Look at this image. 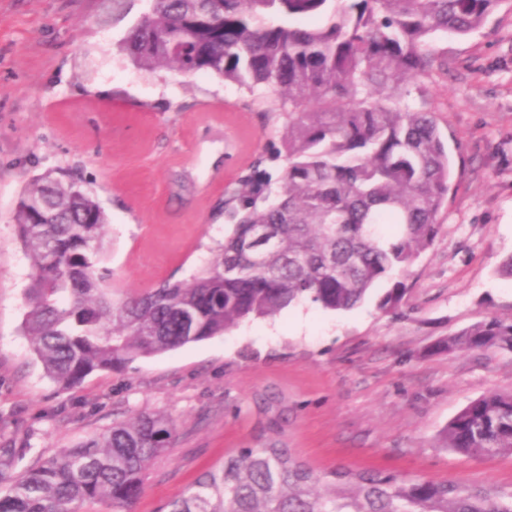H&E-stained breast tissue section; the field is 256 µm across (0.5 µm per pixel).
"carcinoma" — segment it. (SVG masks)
<instances>
[{"mask_svg": "<svg viewBox=\"0 0 512 512\" xmlns=\"http://www.w3.org/2000/svg\"><path fill=\"white\" fill-rule=\"evenodd\" d=\"M120 52L146 71L212 72L249 91L273 89L285 120L286 167L273 187L247 178L224 199L234 224L187 280L145 291L109 283L108 218L88 185L36 177L12 215L31 263L23 333L62 389L99 371L222 336L294 304L359 306L376 282L390 312L402 278L440 231L455 162L431 113L404 103L405 81L429 74L435 38L480 28L503 0H147ZM321 19L315 27L304 18ZM274 228L245 248L252 229ZM449 353H512V318L491 315L439 341ZM162 413H138L16 473L0 448V512H80L106 501L132 512L145 470L173 447ZM441 447L470 458L512 453V392L460 410ZM166 512H512V491H469L393 473L315 474L291 450L241 448Z\"/></svg>", "mask_w": 512, "mask_h": 512, "instance_id": "carcinoma-1", "label": "carcinoma"}]
</instances>
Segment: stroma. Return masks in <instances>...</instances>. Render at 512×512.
Listing matches in <instances>:
<instances>
[{
  "label": "stroma",
  "instance_id": "1",
  "mask_svg": "<svg viewBox=\"0 0 512 512\" xmlns=\"http://www.w3.org/2000/svg\"><path fill=\"white\" fill-rule=\"evenodd\" d=\"M102 2L0 0V448L23 449L22 470L135 413H164L176 441L149 466L134 512H164L226 454L272 439L321 475L512 490V455L437 445L469 402L512 391V353L432 351L487 315L512 316V278L497 272L512 253V0L470 35L438 37L447 69L406 84L408 103L447 136L459 177L394 312L377 307L393 286L383 280L353 310L295 305L62 390L22 331L31 268L12 213L31 179L62 169L89 182L108 216L111 283L143 291L208 259L229 222L225 192L255 166L275 182L285 166L274 92L137 68L118 50L126 22L99 24Z\"/></svg>",
  "mask_w": 512,
  "mask_h": 512
}]
</instances>
